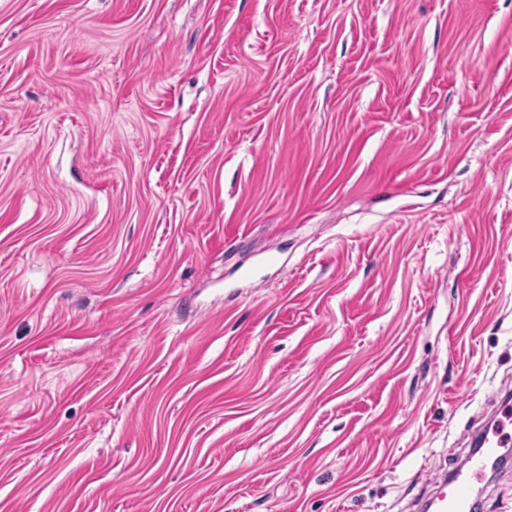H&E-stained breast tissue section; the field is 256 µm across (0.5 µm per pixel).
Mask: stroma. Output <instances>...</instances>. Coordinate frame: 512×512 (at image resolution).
<instances>
[{
	"mask_svg": "<svg viewBox=\"0 0 512 512\" xmlns=\"http://www.w3.org/2000/svg\"><path fill=\"white\" fill-rule=\"evenodd\" d=\"M507 390L512 0H0V512H415Z\"/></svg>",
	"mask_w": 512,
	"mask_h": 512,
	"instance_id": "35a3bbf8",
	"label": "stroma"
}]
</instances>
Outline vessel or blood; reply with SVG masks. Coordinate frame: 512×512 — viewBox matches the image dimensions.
<instances>
[{"label": "vessel or blood", "mask_w": 512, "mask_h": 512, "mask_svg": "<svg viewBox=\"0 0 512 512\" xmlns=\"http://www.w3.org/2000/svg\"><path fill=\"white\" fill-rule=\"evenodd\" d=\"M508 420H512V403L498 401L495 415L480 431V447L470 457V470L453 474L439 483L437 492L427 501L428 512H470L474 480L479 478L497 449L512 446V437L504 431Z\"/></svg>", "instance_id": "b4317fda"}]
</instances>
